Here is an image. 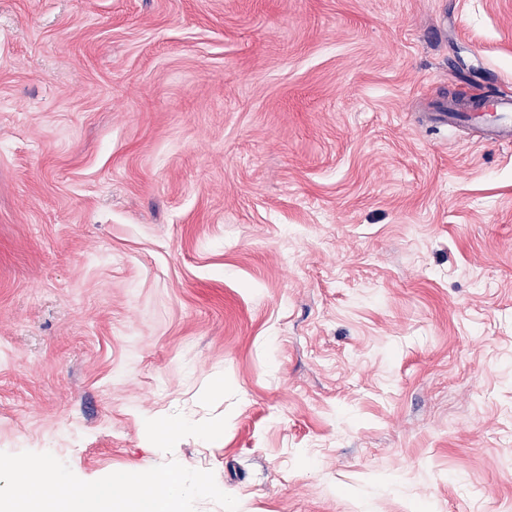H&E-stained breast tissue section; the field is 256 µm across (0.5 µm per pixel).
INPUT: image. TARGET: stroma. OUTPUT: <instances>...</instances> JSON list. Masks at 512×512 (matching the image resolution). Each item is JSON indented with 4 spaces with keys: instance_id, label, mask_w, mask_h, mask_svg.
Returning <instances> with one entry per match:
<instances>
[{
    "instance_id": "stroma-1",
    "label": "stroma",
    "mask_w": 512,
    "mask_h": 512,
    "mask_svg": "<svg viewBox=\"0 0 512 512\" xmlns=\"http://www.w3.org/2000/svg\"><path fill=\"white\" fill-rule=\"evenodd\" d=\"M451 94L512 0H0V452L512 512V144ZM460 105L448 103L446 112H426L422 125L426 127H462L475 125L485 140L493 144L512 143V98L490 95L473 101L469 109L473 112H460Z\"/></svg>"
}]
</instances>
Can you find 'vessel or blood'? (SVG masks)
<instances>
[{
    "mask_svg": "<svg viewBox=\"0 0 512 512\" xmlns=\"http://www.w3.org/2000/svg\"><path fill=\"white\" fill-rule=\"evenodd\" d=\"M422 123L427 127L473 125L487 142L508 145L512 143V98L492 95L478 99L465 112L452 104L446 111L425 113Z\"/></svg>",
    "mask_w": 512,
    "mask_h": 512,
    "instance_id": "1",
    "label": "vessel or blood"
}]
</instances>
